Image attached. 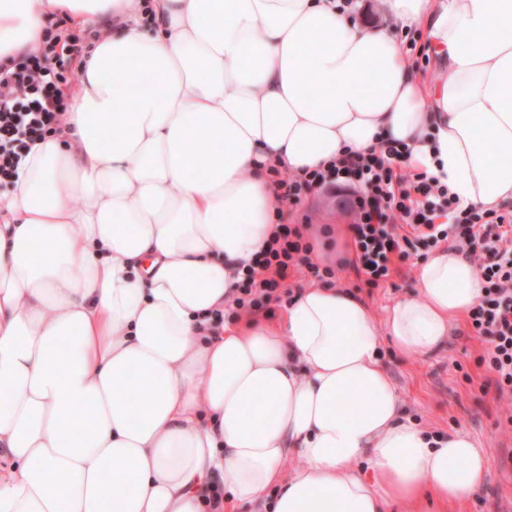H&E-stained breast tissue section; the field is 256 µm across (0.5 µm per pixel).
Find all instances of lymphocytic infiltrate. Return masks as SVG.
Listing matches in <instances>:
<instances>
[{"instance_id": "obj_1", "label": "lymphocytic infiltrate", "mask_w": 512, "mask_h": 512, "mask_svg": "<svg viewBox=\"0 0 512 512\" xmlns=\"http://www.w3.org/2000/svg\"><path fill=\"white\" fill-rule=\"evenodd\" d=\"M81 50L79 38L69 36L0 66V182L15 175L23 154L59 124L66 110V65ZM407 154L380 140L323 170L280 171L275 200L296 207L316 192L349 195L355 258L341 265L371 285L389 279L394 259H406L419 242L465 250L480 269L483 291L469 320L488 344L486 363L498 398L512 399V210L460 207L434 175L397 169ZM311 227L306 214L298 223L278 225L268 249L242 276L234 300L240 310L250 314L280 302L289 270L320 281L334 277L332 266L311 259Z\"/></svg>"}]
</instances>
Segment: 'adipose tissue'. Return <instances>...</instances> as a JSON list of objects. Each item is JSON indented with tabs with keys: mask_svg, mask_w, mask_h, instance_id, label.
I'll list each match as a JSON object with an SVG mask.
<instances>
[{
	"mask_svg": "<svg viewBox=\"0 0 512 512\" xmlns=\"http://www.w3.org/2000/svg\"><path fill=\"white\" fill-rule=\"evenodd\" d=\"M0 0V64L94 27L62 123L0 191V512H388L476 495L488 451L406 414L381 345L426 357L481 293L445 246L382 314L310 285L217 324L280 220L268 167L376 139L461 206L512 200V0ZM421 29L427 86L395 37ZM295 456L300 466L284 472Z\"/></svg>",
	"mask_w": 512,
	"mask_h": 512,
	"instance_id": "1",
	"label": "adipose tissue"
}]
</instances>
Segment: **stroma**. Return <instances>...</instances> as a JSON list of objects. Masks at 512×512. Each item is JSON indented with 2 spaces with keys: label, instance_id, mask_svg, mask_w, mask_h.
I'll list each match as a JSON object with an SVG mask.
<instances>
[{
  "label": "stroma",
  "instance_id": "1",
  "mask_svg": "<svg viewBox=\"0 0 512 512\" xmlns=\"http://www.w3.org/2000/svg\"><path fill=\"white\" fill-rule=\"evenodd\" d=\"M419 244L399 263L391 278L372 286L347 270L337 272L335 284L350 288L375 313L415 290L414 270L428 255ZM383 361L412 420L434 433L467 432L488 451L485 486L476 497L457 502L394 503L390 512H512V427L506 426L505 406L495 398L492 375L484 358L486 345L460 323L440 352L410 358L383 344Z\"/></svg>",
  "mask_w": 512,
  "mask_h": 512
}]
</instances>
